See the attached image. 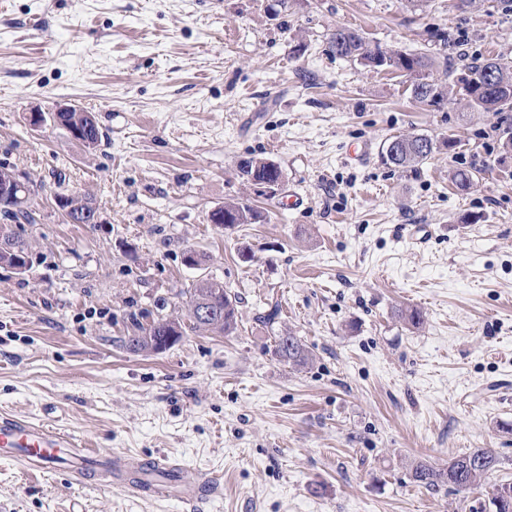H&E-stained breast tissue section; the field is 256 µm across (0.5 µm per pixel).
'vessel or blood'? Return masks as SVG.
Returning <instances> with one entry per match:
<instances>
[{"instance_id":"obj_1","label":"vessel or blood","mask_w":512,"mask_h":512,"mask_svg":"<svg viewBox=\"0 0 512 512\" xmlns=\"http://www.w3.org/2000/svg\"><path fill=\"white\" fill-rule=\"evenodd\" d=\"M0 456L21 460L40 473L63 465L84 479L94 476L93 464L101 458L98 450L85 447L80 437L71 431L50 429L10 415L0 418ZM168 473L165 463H156L148 482L130 483L126 489L139 495L165 491ZM176 481L182 501L192 506L204 499L210 490L209 483L191 469L178 473Z\"/></svg>"}]
</instances>
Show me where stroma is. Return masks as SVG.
<instances>
[{
	"instance_id": "35a3bbf8",
	"label": "stroma",
	"mask_w": 512,
	"mask_h": 512,
	"mask_svg": "<svg viewBox=\"0 0 512 512\" xmlns=\"http://www.w3.org/2000/svg\"><path fill=\"white\" fill-rule=\"evenodd\" d=\"M341 26L428 55L442 100L336 57ZM476 57L512 63V0H0V170L39 186L35 223L0 218L29 261L0 262V415L132 468L206 473L202 512H495L489 486L411 478L416 461L490 448L493 482H512V111L459 95ZM62 104L92 113L97 146L53 124ZM412 133L436 152L387 165L386 141ZM246 157L280 185L240 179ZM61 194L98 223L70 222ZM238 201L261 221L210 223ZM203 278L238 296L235 332L126 348L157 317L185 319L180 293ZM288 332L309 366L274 356ZM0 512L191 509L0 459Z\"/></svg>"
}]
</instances>
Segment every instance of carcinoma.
<instances>
[{"instance_id": "1", "label": "carcinoma", "mask_w": 512, "mask_h": 512, "mask_svg": "<svg viewBox=\"0 0 512 512\" xmlns=\"http://www.w3.org/2000/svg\"><path fill=\"white\" fill-rule=\"evenodd\" d=\"M339 44L336 56L351 58L374 69L399 71L412 77L411 95L420 103H435L441 97L438 85L429 80L428 70L433 66L432 59L425 54L389 51L377 43H370L361 34L348 28H338L331 34L330 44ZM462 95L468 98L471 108L477 112H501L512 107V64L499 59L485 58L475 65L466 67L464 76L458 79ZM53 122L66 129L83 126L88 117L82 112H58L52 116ZM436 149L434 139L424 134L393 136L387 140L383 150L386 164L396 168L413 167L432 156ZM238 173L245 181L253 184L277 186L282 178L281 170L274 164L259 158H243L237 165ZM34 190L26 188V193L0 197V213L9 220H33L28 210V200L24 195H32ZM67 217L79 224L90 223L94 207L88 200L71 197ZM261 218L253 207L246 203L229 202L224 209L209 215L211 223L219 228L230 229L238 224H253ZM0 261L16 268L27 267L24 244L11 235L0 239ZM186 297L189 327H205L224 334L235 329L237 319V299L224 285L217 281L205 280L182 292ZM210 309L211 318L198 317L201 307ZM183 336L180 322L167 317H159L142 333L130 336L127 347L134 351L159 352L157 340L165 335ZM278 360L294 366H304L310 360V353L300 337L289 332L275 337L273 349ZM499 464V459L490 448H475L461 456L453 457L443 466L427 461H419L412 467V478L420 486L434 491L444 487L455 490L466 489L481 482Z\"/></svg>"}]
</instances>
